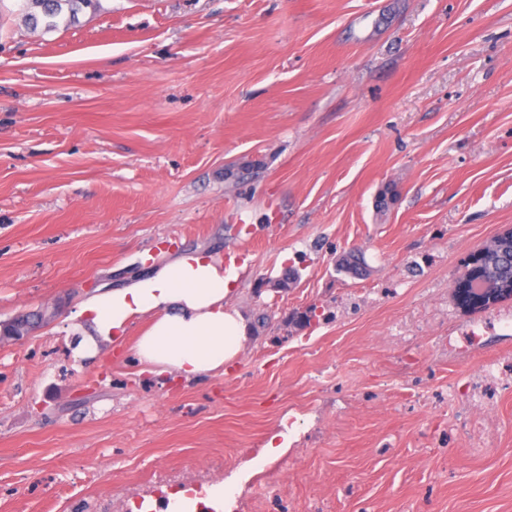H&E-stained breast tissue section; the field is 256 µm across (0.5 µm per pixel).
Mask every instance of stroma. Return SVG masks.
Segmentation results:
<instances>
[{
  "instance_id": "obj_1",
  "label": "stroma",
  "mask_w": 512,
  "mask_h": 512,
  "mask_svg": "<svg viewBox=\"0 0 512 512\" xmlns=\"http://www.w3.org/2000/svg\"><path fill=\"white\" fill-rule=\"evenodd\" d=\"M510 230L512 0H99L47 33L0 0V321L51 313L0 340V512H512V298L454 288ZM194 249L248 256L226 373L77 355L85 301Z\"/></svg>"
}]
</instances>
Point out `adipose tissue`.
Returning a JSON list of instances; mask_svg holds the SVG:
<instances>
[{
	"instance_id": "obj_1",
	"label": "adipose tissue",
	"mask_w": 512,
	"mask_h": 512,
	"mask_svg": "<svg viewBox=\"0 0 512 512\" xmlns=\"http://www.w3.org/2000/svg\"><path fill=\"white\" fill-rule=\"evenodd\" d=\"M239 267L220 255L188 251L148 275L83 303L82 349L121 344L136 324L137 361L155 374L186 382L222 373L247 342L250 325L234 306Z\"/></svg>"
}]
</instances>
